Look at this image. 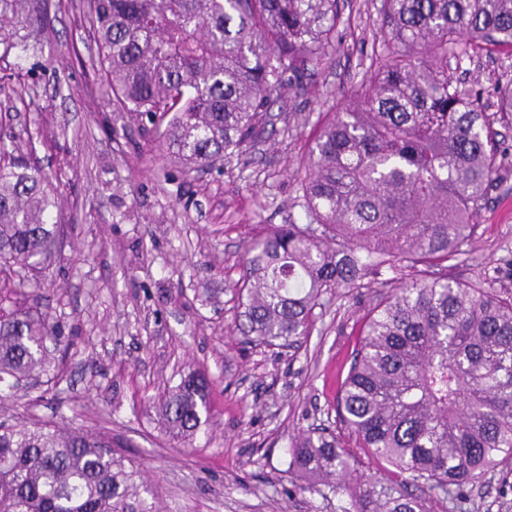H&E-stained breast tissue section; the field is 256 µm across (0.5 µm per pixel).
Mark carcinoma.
Segmentation results:
<instances>
[{"label":"carcinoma","instance_id":"carcinoma-1","mask_svg":"<svg viewBox=\"0 0 512 512\" xmlns=\"http://www.w3.org/2000/svg\"><path fill=\"white\" fill-rule=\"evenodd\" d=\"M49 0H0V49L27 50ZM117 118L164 127L159 154L186 176L251 149L283 87L303 88L334 49L339 0H86ZM382 60L361 93L325 114L296 171L300 217L243 247L234 285L258 345L299 347L325 296L387 268L336 400L345 435L384 465L364 476L341 436L302 433L289 470L311 493L343 492L341 512H431L499 466L512 469V290L448 277L505 165L495 125L512 123V78L496 110L448 75V57L512 48V0H380ZM40 128L0 127V393L47 374L57 325L42 310L59 250L57 186L31 167ZM209 380L189 374L161 408L193 438ZM420 489L414 495L408 485ZM141 471L112 438L0 423V512H158Z\"/></svg>","mask_w":512,"mask_h":512}]
</instances>
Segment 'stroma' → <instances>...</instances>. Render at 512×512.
<instances>
[{"mask_svg":"<svg viewBox=\"0 0 512 512\" xmlns=\"http://www.w3.org/2000/svg\"><path fill=\"white\" fill-rule=\"evenodd\" d=\"M379 0H345L336 49L288 111L247 154L187 178L141 162L160 132L146 120L114 121L106 87L82 66L88 42L82 0L51 9L41 46L0 58V118L15 132L39 124L30 165L61 174L64 225L57 274L43 299L62 342L48 381L0 400V420L31 416L64 429L107 431L115 451L143 471L163 512H340L347 498L304 492L288 477L289 448L305 430L335 427L336 398L364 315L389 272L327 297L299 350L247 343L238 330L244 243L267 224L299 215L293 174L317 121L348 99L376 50ZM512 71L508 49L475 54L449 74L495 108L496 82ZM35 90L17 102L12 87ZM477 234L449 276L512 289V175L490 190ZM196 372L212 380L209 410L189 444L174 440L158 400ZM480 512H512V475L466 487Z\"/></svg>","mask_w":512,"mask_h":512,"instance_id":"1","label":"stroma"}]
</instances>
